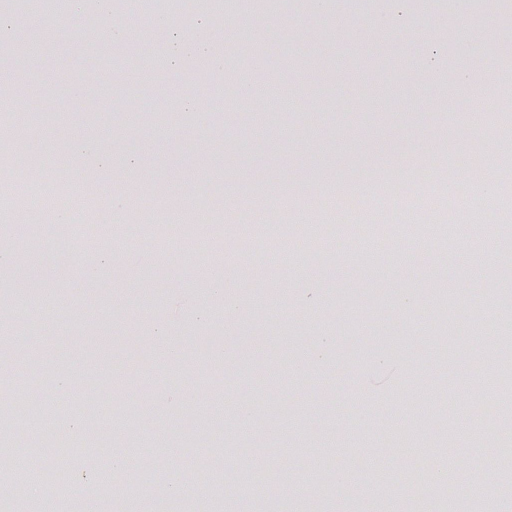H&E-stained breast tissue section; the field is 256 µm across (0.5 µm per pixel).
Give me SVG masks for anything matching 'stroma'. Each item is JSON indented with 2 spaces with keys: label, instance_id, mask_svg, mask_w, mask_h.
<instances>
[{
  "label": "stroma",
  "instance_id": "35a3bbf8",
  "mask_svg": "<svg viewBox=\"0 0 512 512\" xmlns=\"http://www.w3.org/2000/svg\"><path fill=\"white\" fill-rule=\"evenodd\" d=\"M149 2L112 0L104 15L81 0L49 20L30 0L13 19L25 68L0 46V91L28 130L18 142L0 123V150L14 158L0 181L25 188L34 169L52 183L82 179L104 222L125 232L109 249L32 224L0 236L13 257L0 268V360L25 373L0 386V423L22 402L65 408L73 425L90 411L110 424V451L92 443L66 456L68 485L97 491L99 512H153L160 495L177 512L170 487L183 471L196 512H350L341 477L375 512H432L429 471L460 484L494 473L493 429L482 445L460 434L451 452L425 455L417 492L365 488L402 481L417 453L402 438L409 415L450 393L422 337H446L471 359L449 371L460 406L481 401L480 379L495 372L476 356L512 294L502 265L512 223L485 199L512 147L496 116L512 95L496 64L512 48V0H277L267 13L237 0L231 14L224 0H202L200 15L163 11L175 32L145 39ZM204 28L208 59L174 60ZM103 66L111 86L100 92L91 75ZM275 85L293 88L288 111L266 106ZM88 139L104 171L69 152ZM472 161L487 167V185L467 196L478 221L461 223L454 243L396 251L353 240L363 224L427 225L429 211L382 203L380 188L425 197L442 171L459 179ZM458 179L449 198L464 197ZM330 192L345 213L309 207ZM173 213L206 218L221 251L188 246L182 225L159 236ZM275 251L281 264L266 260ZM220 270L230 286L218 293ZM441 288L455 298L447 316ZM29 375L43 396L31 395ZM218 452L222 471L210 465ZM95 455L107 469L89 465ZM154 467L165 487L146 483Z\"/></svg>",
  "mask_w": 512,
  "mask_h": 512
}]
</instances>
